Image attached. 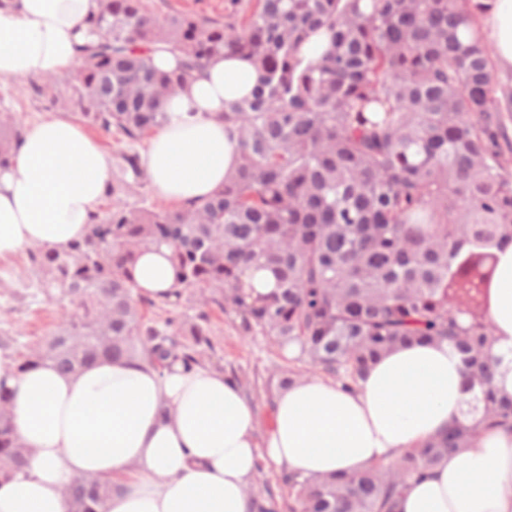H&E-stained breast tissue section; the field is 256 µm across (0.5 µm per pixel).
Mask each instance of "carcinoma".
<instances>
[{
	"label": "carcinoma",
	"instance_id": "1",
	"mask_svg": "<svg viewBox=\"0 0 512 512\" xmlns=\"http://www.w3.org/2000/svg\"><path fill=\"white\" fill-rule=\"evenodd\" d=\"M479 0H230L224 22L162 19L142 0H107L87 20L66 106L131 146L107 208L65 253L28 250L47 295L73 309L44 342L12 358L19 373L51 360L74 372L99 358H139L186 371L215 352L211 312L239 320L244 336L298 348V360L354 390L385 352L446 342L473 386L475 417L420 448L349 480L283 475L291 512H399L408 482L488 428L512 429V398L499 396L488 320L495 251L512 244V76L494 74V51L474 34ZM321 30L331 47L302 52ZM180 57V73L149 64L148 46ZM246 57L261 71L252 95L219 118L236 144L224 187L203 202L131 206L143 160L132 146L165 127L168 95L214 56ZM22 124L0 113V167ZM167 247L172 290L142 295L138 256ZM269 268L276 286L253 295L244 279ZM167 314L148 318L144 307ZM192 314H187V311ZM26 453L0 385V479ZM112 483L77 482L74 512H96ZM257 512H277L266 481Z\"/></svg>",
	"mask_w": 512,
	"mask_h": 512
}]
</instances>
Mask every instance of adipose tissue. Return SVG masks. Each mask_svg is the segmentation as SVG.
<instances>
[{"label":"adipose tissue","mask_w":512,"mask_h":512,"mask_svg":"<svg viewBox=\"0 0 512 512\" xmlns=\"http://www.w3.org/2000/svg\"><path fill=\"white\" fill-rule=\"evenodd\" d=\"M477 26L499 70L512 72V0H481ZM101 0H0V76L24 80L70 69L92 42L85 21ZM260 73L221 55L166 104L172 120L150 140L143 172L156 195L179 204L223 187L235 148L218 115L250 95ZM114 162L66 115L24 128L0 168V258L29 247L65 252L82 240L112 179ZM488 319L502 356L496 386L512 395V245L499 253ZM144 295L174 283L168 249L139 255ZM12 425L31 451L22 471L0 480V512H73L65 493L87 476L114 489L97 512H253L247 488L260 454L280 469L349 478L421 446L465 420L469 390L444 342L399 346L349 393L313 376L282 388L265 443L241 388L210 366L160 372L137 359L100 360L74 373L45 361L9 376ZM400 512H512V432L483 431L472 447L409 482Z\"/></svg>","instance_id":"ef3b65f1"}]
</instances>
